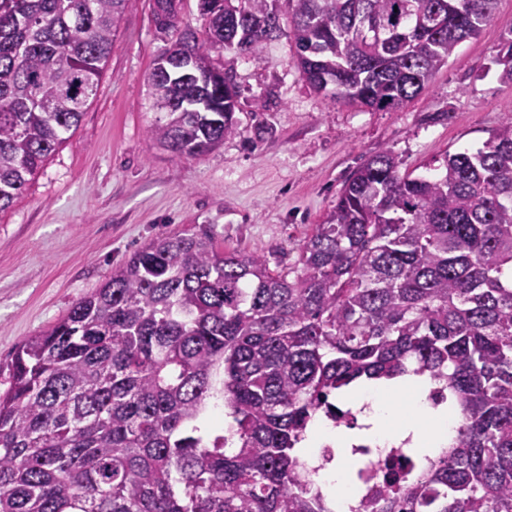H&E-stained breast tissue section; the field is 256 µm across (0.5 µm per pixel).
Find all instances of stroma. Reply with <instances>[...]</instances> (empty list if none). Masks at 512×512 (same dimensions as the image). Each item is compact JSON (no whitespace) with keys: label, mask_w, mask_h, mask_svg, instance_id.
I'll return each instance as SVG.
<instances>
[{"label":"stroma","mask_w":512,"mask_h":512,"mask_svg":"<svg viewBox=\"0 0 512 512\" xmlns=\"http://www.w3.org/2000/svg\"><path fill=\"white\" fill-rule=\"evenodd\" d=\"M152 0L123 14L97 92L72 135L26 191L0 211V391L17 345L58 322L150 240L204 231L220 248L294 263L345 181L389 150L423 173L444 152L474 150L512 113V87L493 57L512 31V0L460 43L430 85L383 112L316 93L296 65L289 30L263 62L213 54L241 91L238 134L198 158L175 156L146 134L157 114L147 74L166 47Z\"/></svg>","instance_id":"35a3bbf8"}]
</instances>
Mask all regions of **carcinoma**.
I'll return each instance as SVG.
<instances>
[{"label":"carcinoma","mask_w":512,"mask_h":512,"mask_svg":"<svg viewBox=\"0 0 512 512\" xmlns=\"http://www.w3.org/2000/svg\"><path fill=\"white\" fill-rule=\"evenodd\" d=\"M147 135L201 157L238 132L217 48L263 60L275 0H172ZM497 0H288L296 65L333 101L420 95ZM132 0H0V210L77 127ZM494 63L512 86V34ZM391 151L350 177L294 265L156 238L16 348L0 394V512H336L295 453L357 385L444 384L459 438L356 512H512V114L428 174ZM224 407V433L208 435Z\"/></svg>","instance_id":"1"}]
</instances>
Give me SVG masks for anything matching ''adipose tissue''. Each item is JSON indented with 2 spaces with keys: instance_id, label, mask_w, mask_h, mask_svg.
Listing matches in <instances>:
<instances>
[{
  "instance_id": "1",
  "label": "adipose tissue",
  "mask_w": 512,
  "mask_h": 512,
  "mask_svg": "<svg viewBox=\"0 0 512 512\" xmlns=\"http://www.w3.org/2000/svg\"><path fill=\"white\" fill-rule=\"evenodd\" d=\"M430 384L422 377L360 386L354 391V408L360 409L363 429L350 432L318 419L310 426L300 453L311 457L317 445L329 442L344 448L354 443L380 445L408 442L417 456H434L448 443V406L432 405Z\"/></svg>"
}]
</instances>
